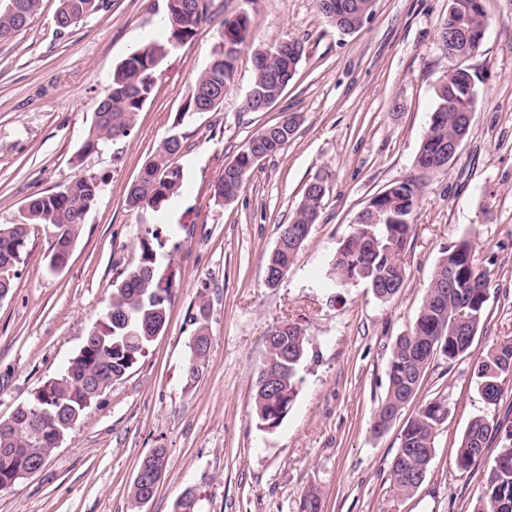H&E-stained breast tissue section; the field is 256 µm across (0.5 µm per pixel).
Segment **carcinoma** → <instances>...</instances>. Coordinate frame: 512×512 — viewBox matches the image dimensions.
Here are the masks:
<instances>
[{
    "label": "carcinoma",
    "mask_w": 512,
    "mask_h": 512,
    "mask_svg": "<svg viewBox=\"0 0 512 512\" xmlns=\"http://www.w3.org/2000/svg\"><path fill=\"white\" fill-rule=\"evenodd\" d=\"M321 14L338 29L357 30L371 15L374 0H345L349 9L331 14L323 10V0H316ZM11 9H0V39L24 28L41 7V0H8ZM212 0H166L168 30L163 40H153L128 55L112 71L111 89L93 112L83 149L95 151L99 145L130 135L137 116L149 99L159 66L171 48L192 40L208 20ZM105 8V0H60L54 21L59 31L70 28L73 17L84 19ZM487 24L483 0H448V13L440 24L438 46L455 65L440 76L443 84L434 89V113L437 119L422 136L414 163L424 175L440 172L436 168L442 147L448 138L467 135L469 125L462 124V110L474 107L475 80L470 69L458 64L462 57L448 52V35L465 29L472 32V48H480L478 30ZM250 34L249 18L244 13L224 18L212 58L192 86L186 111L204 108L216 110L221 102L204 99L202 93L213 86L229 91L235 64ZM255 75L250 91L258 96L273 95L277 80L287 68H298L303 48L296 42L283 41L258 49L254 54ZM288 128L266 126L249 140V145L224 165L214 185L216 204L234 201L259 163L256 144L263 157L276 154L291 138L296 117L284 115ZM183 149V136H168L154 157L146 164L139 179L132 184L128 203L138 210L158 213L181 191L184 172L174 158ZM323 179L308 183L289 223L283 225L279 244L275 245L266 265V283L275 288L279 274L291 268L311 228L320 216L326 194ZM101 180L93 174L77 175L61 190L30 199L25 205L23 222L0 225V298L10 293L28 244L29 226L51 224L58 229L52 251L65 253L74 245L86 216L100 194ZM391 195L372 201L377 220L363 214L356 217L353 232L337 247L331 264V284H365L381 301L392 299L402 288L406 270L399 255L413 232L412 215L419 206V187L413 181L397 182L389 187ZM139 263L119 274L99 323L88 332L78 354L52 382H45L33 399L21 405L11 420L0 422V490L13 486L23 472L45 463L80 421L84 411L112 384L120 380L143 355L147 346L163 329L172 288L158 277L157 251L166 239L157 228L146 230L139 241ZM489 287L486 272L477 265L475 247L462 238L444 252L436 265L420 310L407 333L397 337L388 365V387L372 420V431H387L402 409L419 392L426 369L436 355L454 360L472 345L468 334L477 333ZM196 346L185 369L186 382L199 377L211 348L205 325L194 335ZM266 369L275 381L256 383L255 414L263 429H276L287 416L298 394V368L307 354L304 330L292 322H283L266 337ZM477 391L488 405L497 404L512 382V340L492 345L474 369ZM448 417V403L433 399L418 408L401 430L400 451L391 467L397 494L408 496L417 488V477L427 476L435 452V440L443 419ZM498 439L496 455L473 512H512V425L477 415L467 425L457 449L458 466L466 470L486 456L490 439ZM198 494L188 486L178 496L173 512H197Z\"/></svg>",
    "instance_id": "obj_1"
}]
</instances>
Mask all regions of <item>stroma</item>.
Instances as JSON below:
<instances>
[{"label": "stroma", "instance_id": "stroma-1", "mask_svg": "<svg viewBox=\"0 0 512 512\" xmlns=\"http://www.w3.org/2000/svg\"><path fill=\"white\" fill-rule=\"evenodd\" d=\"M483 4L489 26L465 61L477 97L470 127L448 171L428 177L413 160L449 66L437 42L448 0H375L353 32L330 24L315 0H213L209 21L162 61L131 134L87 154L81 147L113 69L164 36L166 0H108L64 32L54 23L59 0H42L29 25L0 40V225L19 223L29 197L74 176L104 180L65 267H49L55 229L29 227L14 286L0 300V421L77 355L113 279L138 264L145 229L164 224L173 240L158 260L173 286L163 330L41 470L0 491V512H131L130 486L155 448L167 450L168 465L140 512H172L189 485L199 512H301L312 490L324 512H472L487 465L458 468L461 436L477 415L512 421V389L488 406L473 378L489 347L512 339V0ZM237 13L248 16L250 37L232 88L217 110L185 115L225 16ZM284 40L304 47L293 80L273 107L245 110L254 49ZM286 112L297 119L288 143L259 162L237 199L215 204L225 163ZM174 129L185 145L180 196L159 216L133 209L131 185ZM316 176L326 185L319 220L284 279L268 287L279 227ZM410 179L423 188L398 294L383 302L362 284L319 287L358 213ZM464 236L489 279L478 332L464 356L434 357L416 398L374 434L394 342L413 324L443 251ZM202 303L212 345L190 384L184 372ZM283 321L304 329L307 355L291 409L268 432L253 396L265 337ZM439 397L449 412L428 474L411 496L396 495L400 431Z\"/></svg>", "mask_w": 512, "mask_h": 512}]
</instances>
